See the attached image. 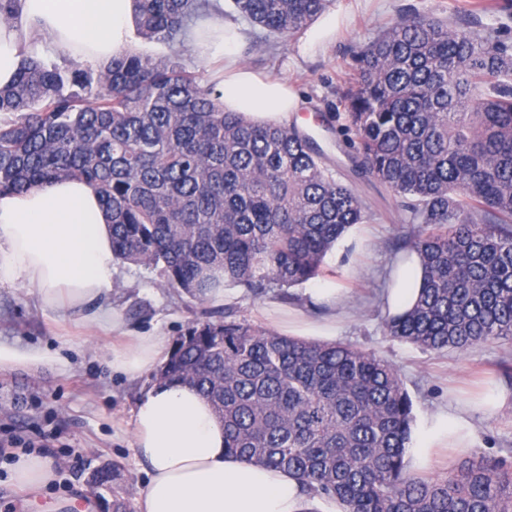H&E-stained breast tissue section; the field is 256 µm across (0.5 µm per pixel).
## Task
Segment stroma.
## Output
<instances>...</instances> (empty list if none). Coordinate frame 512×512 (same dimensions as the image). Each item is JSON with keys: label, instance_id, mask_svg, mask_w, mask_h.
<instances>
[{"label": "stroma", "instance_id": "obj_1", "mask_svg": "<svg viewBox=\"0 0 512 512\" xmlns=\"http://www.w3.org/2000/svg\"><path fill=\"white\" fill-rule=\"evenodd\" d=\"M468 0H330L342 7L345 21L328 48L301 53L299 46L263 43L264 30L247 24L245 64L273 76L291 79L304 104L298 125L313 134L323 162L333 177L352 187L370 207L373 218L351 228L324 258L326 279L255 295L235 288L233 299L203 302L166 288L156 270L131 262L117 266L111 293L99 303L121 316L123 334L101 330L81 314L61 315L43 308L34 292L16 284H0V340L20 346L38 345L59 353L63 364L36 370L0 371V512H74L85 502L89 512H112L113 500L138 512V493L147 481L137 454L133 410L152 382L151 376L129 379L112 371L109 360L125 334L161 335L173 344L193 321L231 313L252 326L274 330L283 312L319 319L323 310L312 294L331 281L351 297L354 306L336 325L338 341L388 360L398 370L413 399L416 418L451 404H474L475 441L470 451L440 450L428 469L431 477L451 474V465L466 455L512 461V381L499 370L511 348L495 342L466 352L434 353L386 336L381 298L390 286L393 246L410 232L401 221L399 200L378 180L359 174L356 150L342 133L346 123L339 98L347 85L357 51L401 16L452 17ZM509 394L497 411L479 408L480 400ZM28 456L45 457L52 480L34 492L11 479L13 465ZM117 478L111 490L94 488L89 478L103 464Z\"/></svg>", "mask_w": 512, "mask_h": 512}]
</instances>
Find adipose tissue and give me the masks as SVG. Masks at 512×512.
<instances>
[{"label":"adipose tissue","mask_w":512,"mask_h":512,"mask_svg":"<svg viewBox=\"0 0 512 512\" xmlns=\"http://www.w3.org/2000/svg\"><path fill=\"white\" fill-rule=\"evenodd\" d=\"M136 0H19L18 14L0 24V88L13 80L40 34L51 50L96 65L130 48ZM243 25L213 11L189 34L193 46L223 56L221 101L225 111L262 125L286 123L300 108L299 92L286 81L238 63ZM117 259L112 226L96 190L65 179L0 196V282L36 288L43 306L65 313L108 293ZM423 285L419 258L400 263L386 303L400 316L417 302ZM161 337H139L135 346L114 350L113 372L137 378L166 361ZM59 354L37 346L0 341V370L61 363ZM469 406L437 411L424 418L410 450V465L426 470L440 445L466 448L475 431ZM135 445L147 466L148 481L138 496V512H310L317 500L301 493L288 472L248 464L224 450V425L194 386L154 383L133 416Z\"/></svg>","instance_id":"adipose-tissue-1"}]
</instances>
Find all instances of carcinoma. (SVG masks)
I'll list each match as a JSON object with an SVG mask.
<instances>
[{
    "mask_svg": "<svg viewBox=\"0 0 512 512\" xmlns=\"http://www.w3.org/2000/svg\"><path fill=\"white\" fill-rule=\"evenodd\" d=\"M330 0H231L293 42ZM509 10L472 0L468 11ZM209 0H137L153 57L95 68L36 48L0 89V195L78 179L106 206L117 259L200 300L323 273L366 203L321 165L298 127L257 126L218 104L184 56ZM360 166L401 199L415 230L394 248L425 267L419 303L384 333L426 351L512 344V46L450 19L401 16L356 56L343 92ZM157 376L195 386L224 423V448L281 469L344 512H512V462L474 457L447 479L405 461L413 402L387 360L235 320L198 321Z\"/></svg>",
    "mask_w": 512,
    "mask_h": 512,
    "instance_id": "carcinoma-1",
    "label": "carcinoma"
}]
</instances>
